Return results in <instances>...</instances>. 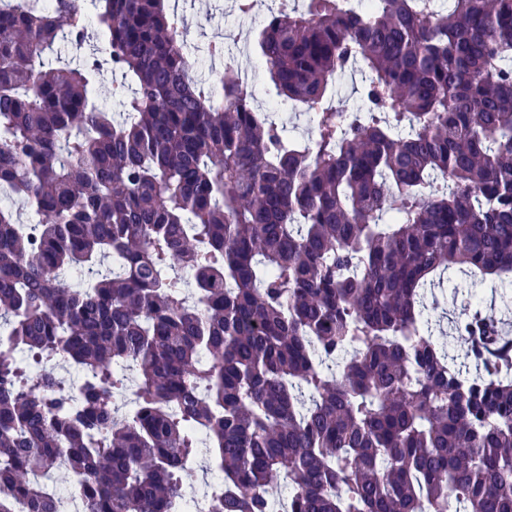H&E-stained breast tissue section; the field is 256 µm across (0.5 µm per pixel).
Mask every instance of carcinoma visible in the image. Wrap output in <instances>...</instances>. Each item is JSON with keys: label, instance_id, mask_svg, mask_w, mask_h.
I'll list each match as a JSON object with an SVG mask.
<instances>
[{"label": "carcinoma", "instance_id": "carcinoma-1", "mask_svg": "<svg viewBox=\"0 0 512 512\" xmlns=\"http://www.w3.org/2000/svg\"><path fill=\"white\" fill-rule=\"evenodd\" d=\"M372 2L255 35L303 143L165 0H0V512H512V0ZM361 77L358 74L348 73L336 82V93L332 99L333 107L350 110L360 105L357 92ZM288 132L289 135L296 137L298 140H308L313 134V123L311 122V115L302 112L300 109H288Z\"/></svg>", "mask_w": 512, "mask_h": 512}]
</instances>
